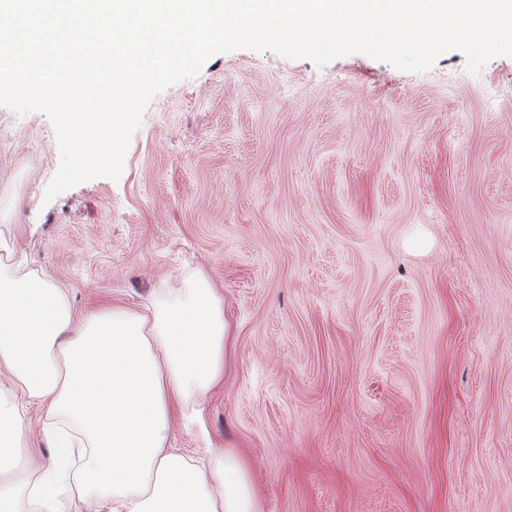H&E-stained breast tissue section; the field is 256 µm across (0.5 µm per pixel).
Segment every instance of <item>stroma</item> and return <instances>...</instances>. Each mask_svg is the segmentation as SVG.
<instances>
[{
	"label": "stroma",
	"instance_id": "obj_1",
	"mask_svg": "<svg viewBox=\"0 0 512 512\" xmlns=\"http://www.w3.org/2000/svg\"><path fill=\"white\" fill-rule=\"evenodd\" d=\"M59 164L45 115L0 106V265L80 312L189 265L224 296L229 368L175 452L239 449L260 512H512V57L221 52L151 100L118 179L48 203Z\"/></svg>",
	"mask_w": 512,
	"mask_h": 512
}]
</instances>
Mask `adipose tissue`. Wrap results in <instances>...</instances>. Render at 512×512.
<instances>
[{
	"label": "adipose tissue",
	"mask_w": 512,
	"mask_h": 512,
	"mask_svg": "<svg viewBox=\"0 0 512 512\" xmlns=\"http://www.w3.org/2000/svg\"><path fill=\"white\" fill-rule=\"evenodd\" d=\"M232 326L224 296L198 267L140 307L77 315L54 279L0 268V465L26 428L16 396L36 407L52 450L34 493L50 508L73 482L86 512H259L248 459L213 448L188 463L168 447L175 409L222 384Z\"/></svg>",
	"instance_id": "ef3b65f1"
}]
</instances>
